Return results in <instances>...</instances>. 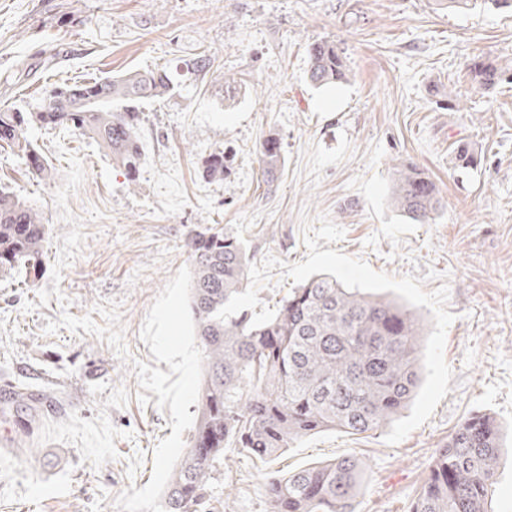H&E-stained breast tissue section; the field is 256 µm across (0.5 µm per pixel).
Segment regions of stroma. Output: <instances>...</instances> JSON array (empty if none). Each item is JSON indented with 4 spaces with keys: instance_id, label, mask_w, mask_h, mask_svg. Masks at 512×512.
Listing matches in <instances>:
<instances>
[{
    "instance_id": "stroma-1",
    "label": "stroma",
    "mask_w": 512,
    "mask_h": 512,
    "mask_svg": "<svg viewBox=\"0 0 512 512\" xmlns=\"http://www.w3.org/2000/svg\"><path fill=\"white\" fill-rule=\"evenodd\" d=\"M321 39L343 53L348 82L309 83L307 49ZM201 53L212 67L188 73ZM478 56L512 67V10L446 0H0V105L27 112L56 85L138 69H168L178 87L140 105L136 178L68 129L28 131L48 181L0 147V189L48 226L35 283L0 271V512H154L196 421L187 238L221 227L254 263L278 258L259 291L271 307L294 286L284 264L306 259L302 218L323 216L345 231L335 250L421 278L427 291L448 283L450 391L395 445L382 429L327 430L266 463L228 451L209 482V512H266L270 477L349 454L365 463L354 512H408L435 449L477 411L502 428L493 509L512 512V81L476 91L468 65ZM228 74L239 82L230 102ZM269 137L284 158L271 180L260 163ZM461 142L478 158L464 175L450 166ZM222 149L233 154L229 173L204 178L205 159ZM402 160L440 190L430 223L388 202Z\"/></svg>"
}]
</instances>
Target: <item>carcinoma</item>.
I'll return each instance as SVG.
<instances>
[{"label": "carcinoma", "mask_w": 512, "mask_h": 512, "mask_svg": "<svg viewBox=\"0 0 512 512\" xmlns=\"http://www.w3.org/2000/svg\"><path fill=\"white\" fill-rule=\"evenodd\" d=\"M506 70L478 59L469 66L472 86L494 88ZM346 61L327 40L308 47L307 77L317 87L348 80ZM175 86L164 69L131 70L88 83H63L33 112L0 106V142L21 154L31 173L52 172L27 137L29 128L67 126L102 144L112 160L134 176L139 170L140 111L144 98H165ZM269 175L282 166L275 138L262 145ZM460 143L453 169L477 166ZM224 151L211 154L203 177L222 180ZM390 204L426 224L440 206L436 184L417 165L392 166ZM48 232L40 212L15 194L0 191V269L38 273ZM193 261L188 309L199 339L203 371L196 391L194 434L174 467L158 512H199L224 452L260 461L300 438L325 430L373 433L411 403L420 382L417 337L421 325L409 309L385 296L350 290L330 274H318L277 303L274 319L253 328L244 309L225 321L217 311L247 283L250 256L238 237L208 228L190 235ZM501 447L500 426L487 413L468 415L435 450L429 474L409 512H493L491 489ZM364 462L353 455L273 476L265 487L267 512H353Z\"/></svg>", "instance_id": "obj_1"}]
</instances>
